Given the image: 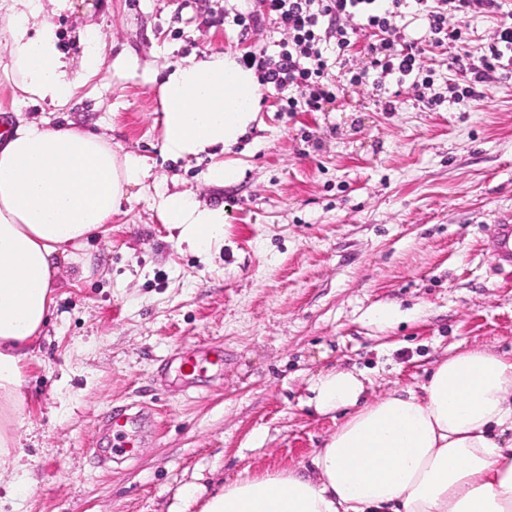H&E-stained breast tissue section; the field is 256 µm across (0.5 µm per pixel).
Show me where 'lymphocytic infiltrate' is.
Here are the masks:
<instances>
[{
	"label": "lymphocytic infiltrate",
	"mask_w": 512,
	"mask_h": 512,
	"mask_svg": "<svg viewBox=\"0 0 512 512\" xmlns=\"http://www.w3.org/2000/svg\"><path fill=\"white\" fill-rule=\"evenodd\" d=\"M406 6L426 20L427 36L413 39L401 30L397 20ZM476 13H495L499 19L480 66L472 67L465 45L468 20ZM267 22L280 35L277 54H251L245 63L279 91L285 112L321 111L335 101L345 75L360 83L395 74L429 87L421 75V58L427 47L449 44L458 49L451 66L468 75L462 96L479 101L483 84L502 68L504 58L512 57V10H504L502 0H256L253 10L236 17L246 31ZM330 42L336 46L334 70L324 56ZM358 44L363 51L356 60L350 51Z\"/></svg>",
	"instance_id": "f902f5d3"
}]
</instances>
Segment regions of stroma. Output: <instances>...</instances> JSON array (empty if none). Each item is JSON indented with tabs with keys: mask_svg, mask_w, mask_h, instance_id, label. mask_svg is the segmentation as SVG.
Returning a JSON list of instances; mask_svg holds the SVG:
<instances>
[{
	"mask_svg": "<svg viewBox=\"0 0 512 512\" xmlns=\"http://www.w3.org/2000/svg\"><path fill=\"white\" fill-rule=\"evenodd\" d=\"M56 17L62 50L80 68L78 31L96 23L100 75L63 114L15 109L0 81V116H68L81 130L145 160L97 236L59 260L49 321L22 389L24 470L30 491L0 512H199L189 483L212 492L240 475L297 469L335 433L342 413L306 403L313 377L351 369L367 399L420 388L437 361L487 348L512 354V279L494 274L487 242L512 213V72L483 100L452 98L464 84L453 47L427 49L424 97L396 85L343 83L320 112H284L270 84L248 132L223 154L236 181L204 175L209 155L161 151L153 84L113 78L121 54L157 68L189 56L274 52L272 25L242 34L246 0H90ZM396 97L384 111L383 93ZM191 191L223 207L224 245L177 248L154 194ZM391 310L390 323L376 313ZM222 346L224 373L197 382L174 355ZM150 418L133 458L98 467L112 409Z\"/></svg>",
	"mask_w": 512,
	"mask_h": 512,
	"instance_id": "1",
	"label": "stroma"
}]
</instances>
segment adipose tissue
Instances as JSON below:
<instances>
[{
  "label": "adipose tissue",
  "mask_w": 512,
  "mask_h": 512,
  "mask_svg": "<svg viewBox=\"0 0 512 512\" xmlns=\"http://www.w3.org/2000/svg\"><path fill=\"white\" fill-rule=\"evenodd\" d=\"M70 0H0V75L24 100L64 109L102 65V46L82 35L83 62L71 69L54 18ZM114 76L159 82L161 150L188 159L236 144L255 121L259 85L236 55L215 53L170 66L164 80L121 55ZM149 170L104 135L72 123L17 118L0 140V485L24 492L18 431L25 371L51 302L57 260L102 230ZM159 219L178 244L211 253L224 243V209L192 192L158 193ZM321 414L346 420L298 470L239 477L200 512H512V358L486 350L456 353L420 389L370 401L361 374L329 371L309 387Z\"/></svg>",
  "instance_id": "obj_1"
}]
</instances>
